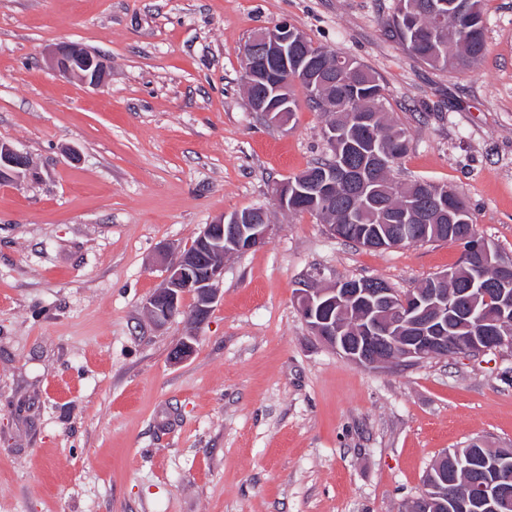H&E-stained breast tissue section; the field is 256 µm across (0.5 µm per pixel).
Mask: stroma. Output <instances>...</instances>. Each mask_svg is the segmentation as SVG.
<instances>
[{
  "mask_svg": "<svg viewBox=\"0 0 512 512\" xmlns=\"http://www.w3.org/2000/svg\"><path fill=\"white\" fill-rule=\"evenodd\" d=\"M397 0H0V141L34 180L0 184V512H401L430 464L512 448V349L415 366L349 362L312 334L310 286L407 293L455 267L454 242L373 250L282 210L278 183L329 154L297 94L253 112L242 49L287 21L386 83L408 150L392 176L445 184L512 258V0H484L486 50L433 69L384 30ZM105 57L99 88L49 49ZM272 232L224 265L186 361L183 315L154 326L161 249L221 215Z\"/></svg>",
  "mask_w": 512,
  "mask_h": 512,
  "instance_id": "stroma-1",
  "label": "stroma"
}]
</instances>
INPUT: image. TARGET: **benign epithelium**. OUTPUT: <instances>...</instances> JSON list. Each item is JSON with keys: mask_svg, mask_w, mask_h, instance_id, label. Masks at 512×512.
<instances>
[{"mask_svg": "<svg viewBox=\"0 0 512 512\" xmlns=\"http://www.w3.org/2000/svg\"><path fill=\"white\" fill-rule=\"evenodd\" d=\"M291 24L261 30L244 47L243 70L262 89L255 111L263 112L274 121L283 122L288 110V71L303 69L299 57H288L294 47ZM51 67L63 76H76L92 87H101L107 78V65L96 53L80 45H60L49 56ZM342 170L330 168L313 187V192L325 195L336 188V177ZM37 176L27 153L7 142H0V183H14ZM308 193L295 190L288 183L277 187L276 197L281 208L288 201L303 199ZM427 224H406L397 232L388 227L363 231L360 242L364 247L380 243L384 248L402 244L408 234L420 236L428 231ZM272 230L270 224H244L238 212L222 215L205 225L192 245L166 264L162 288L154 292L145 306L154 324L162 326L182 311L183 295L197 297L189 321L198 327L203 324L217 301L215 284L224 276L227 257L257 248L265 243ZM481 265L498 267L500 282L512 281V265L491 252L485 242L477 248ZM443 273L436 277L427 291L414 290L406 295L390 288L368 287L362 282L336 284L331 288H307L298 298L299 313L312 333L335 349L348 361L367 367L388 366L393 362L416 365L433 358L457 354L480 355L509 345V340L482 328L480 336L448 335V317L460 314L467 319L475 308L462 309L448 301V279ZM354 304L369 312V321L347 336L336 316ZM196 333L190 332L172 350L170 359L181 363L195 351ZM481 464L492 470L494 478L478 481L461 496L428 482L418 496L408 500L405 512H414V504L438 494L447 495L449 512H495L498 500L512 491V466L494 457H485Z\"/></svg>", "mask_w": 512, "mask_h": 512, "instance_id": "1", "label": "benign epithelium"}]
</instances>
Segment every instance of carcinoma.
<instances>
[{"instance_id": "1", "label": "carcinoma", "mask_w": 512, "mask_h": 512, "mask_svg": "<svg viewBox=\"0 0 512 512\" xmlns=\"http://www.w3.org/2000/svg\"><path fill=\"white\" fill-rule=\"evenodd\" d=\"M440 0H398L393 15L385 22L386 34L396 40L412 57L431 66L443 69L471 67L485 51L483 17L469 24L467 19L446 8L439 14L432 6ZM413 16L420 30L414 38L407 33L402 13ZM297 55L312 64L314 74H295L288 83V112L295 107L294 85H299L309 103L327 116L326 132L336 131V150L344 156L352 177L336 182V192L306 200V206L292 212L317 213L323 222L338 224L344 229L343 239L358 242L365 227L379 224H398L399 217L408 215V223L456 224L458 219L442 217L428 211L421 182L399 187L390 178L394 164L406 154V131L391 122L385 108L384 87L380 77L365 65L343 57L336 52L316 46L308 38L297 47ZM368 112L372 124L366 131L356 128V112ZM463 210L464 232L451 238L463 244L464 250L479 240L470 207L462 197H457ZM473 261H460L449 270L448 295L453 296L467 287ZM487 287L470 292L477 310L492 314L497 304L512 303V288L497 287L496 271H485ZM448 455L456 465L432 466L425 478L439 481L448 479L452 488L462 491L476 478L463 465L475 456V448H457Z\"/></svg>"}]
</instances>
